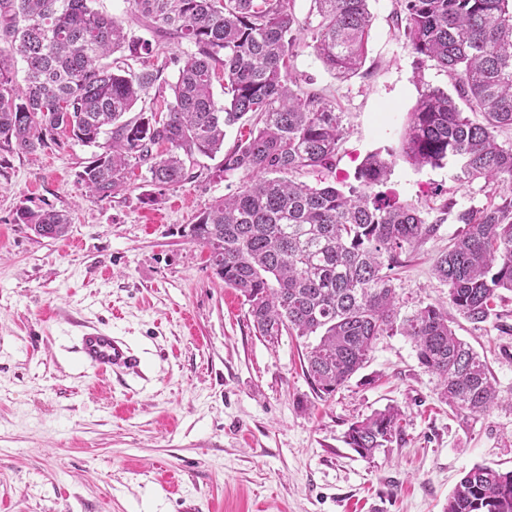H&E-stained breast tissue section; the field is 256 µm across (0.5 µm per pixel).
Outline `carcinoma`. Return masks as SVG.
I'll return each instance as SVG.
<instances>
[{
    "instance_id": "carcinoma-1",
    "label": "carcinoma",
    "mask_w": 512,
    "mask_h": 512,
    "mask_svg": "<svg viewBox=\"0 0 512 512\" xmlns=\"http://www.w3.org/2000/svg\"><path fill=\"white\" fill-rule=\"evenodd\" d=\"M90 0H0V142L33 154L66 134L96 146L77 174L92 194L109 198L146 167L159 187L189 179L199 155L224 147V128L241 124L224 152L223 171L249 176L238 192L214 201L190 226L209 249L224 284L249 305L256 332L272 341L287 333L318 340L306 353L314 391L331 395L362 369L373 341L396 328L414 344L419 363L439 380L441 397L468 416L502 402L478 355L457 336L444 305L399 318L389 271L405 249L438 230L421 211L375 188L389 163L376 151L342 191L292 179L329 169L344 136L336 104L307 91L291 58L298 28L290 0H128L136 19L191 50L173 57L174 101L165 115L132 111L162 69L140 64L148 47L130 39L123 21ZM395 16L417 54L448 72L459 98L482 120L465 116L455 98L427 87L408 114L400 152L419 168L448 167L459 183L512 181V0H396ZM308 22L324 66L346 79L366 59L367 0H312ZM26 67L25 84L12 63ZM223 82L224 102L214 96ZM107 135L100 142L101 135ZM461 229L434 262L448 285V305L478 328L496 315L499 290L512 291V195L456 215ZM16 224L59 239L67 214L23 208ZM389 406L352 423L346 442L368 457L401 434ZM445 512H512V471L470 469Z\"/></svg>"
}]
</instances>
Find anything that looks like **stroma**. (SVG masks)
Listing matches in <instances>:
<instances>
[{
  "label": "stroma",
  "mask_w": 512,
  "mask_h": 512,
  "mask_svg": "<svg viewBox=\"0 0 512 512\" xmlns=\"http://www.w3.org/2000/svg\"><path fill=\"white\" fill-rule=\"evenodd\" d=\"M94 6L151 44L162 81L140 104L166 110L182 45L137 23L127 0ZM368 7L367 57L348 80L326 69L309 33L299 36L295 71L335 100L345 127L333 169L300 179L346 187L367 154L389 150L382 192L440 224L391 273L405 317L448 295L433 263L459 229L455 211L498 201L512 183L460 184L448 168L420 169L399 152L420 92L453 84L435 63L417 66L395 0ZM94 152L71 143L29 157L0 147V512H444L471 468L512 470V410L467 417L448 406L399 331L378 337L330 396L303 372L307 339L256 333L247 304L188 235L245 173L224 174L222 156H201L190 179L160 190L142 167L129 190L103 200L77 178ZM23 207L69 212L67 235L15 223ZM498 310L478 328L450 318L506 397L512 292ZM91 327L122 338L139 372L84 365L78 339ZM390 405L402 412L400 438L360 457L346 431Z\"/></svg>",
  "instance_id": "stroma-1"
}]
</instances>
